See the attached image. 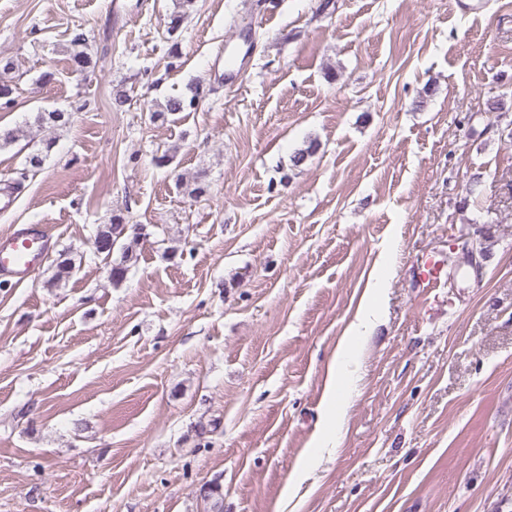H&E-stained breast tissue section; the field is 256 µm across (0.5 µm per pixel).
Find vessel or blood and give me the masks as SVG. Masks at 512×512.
I'll return each mask as SVG.
<instances>
[{"label": "vessel or blood", "instance_id": "b4317fda", "mask_svg": "<svg viewBox=\"0 0 512 512\" xmlns=\"http://www.w3.org/2000/svg\"><path fill=\"white\" fill-rule=\"evenodd\" d=\"M244 71L238 63L235 44L224 46V80L241 84ZM46 229L33 224H15L0 234V279L22 283L29 280L51 249Z\"/></svg>", "mask_w": 512, "mask_h": 512}]
</instances>
